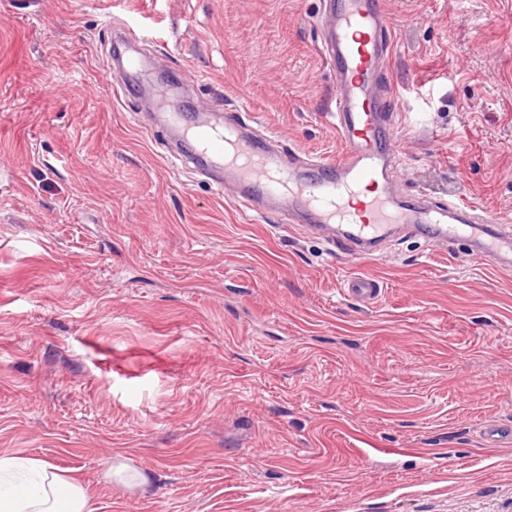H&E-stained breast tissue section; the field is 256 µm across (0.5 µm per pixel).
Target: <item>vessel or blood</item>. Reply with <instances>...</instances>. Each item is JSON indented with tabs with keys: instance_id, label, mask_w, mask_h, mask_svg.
<instances>
[{
	"instance_id": "b4317fda",
	"label": "vessel or blood",
	"mask_w": 512,
	"mask_h": 512,
	"mask_svg": "<svg viewBox=\"0 0 512 512\" xmlns=\"http://www.w3.org/2000/svg\"><path fill=\"white\" fill-rule=\"evenodd\" d=\"M390 30L382 0H325L321 43L336 83L339 158H313L299 146L284 149L275 137L248 126L241 111L225 113L218 126L188 123L174 98L148 126L165 131L170 163L193 165L210 184L232 188L251 215L273 212L282 223L305 225L350 261L374 257L379 244L406 229L431 240L465 242L490 266H512V234L497 230L512 217L480 213L458 200L435 204L394 193L400 154L387 80ZM136 69L130 58L120 70H108L117 95L129 94ZM346 290L365 302L380 292L375 280L360 275L347 279Z\"/></svg>"
}]
</instances>
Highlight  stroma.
Instances as JSON below:
<instances>
[{"mask_svg":"<svg viewBox=\"0 0 512 512\" xmlns=\"http://www.w3.org/2000/svg\"><path fill=\"white\" fill-rule=\"evenodd\" d=\"M383 8L399 190L512 215V0ZM321 10L0 0V455L71 471L90 512H512V445L479 436L512 426V269L409 236L349 262L146 127L174 66L187 119L244 108L335 158ZM119 30L146 64L126 99ZM124 43L125 41L123 39H113L114 58L117 57L118 60H121L120 72L118 73L116 70L112 69V67H109L107 71L111 83L113 79L114 92L120 97L130 93L132 79L137 69V64L133 58L128 57L126 62H123L120 45ZM346 290L357 300L365 302L375 299L380 292L379 285L375 280L360 275L350 276L346 280Z\"/></svg>","mask_w":512,"mask_h":512,"instance_id":"35a3bbf8","label":"stroma"}]
</instances>
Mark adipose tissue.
<instances>
[{
    "mask_svg": "<svg viewBox=\"0 0 512 512\" xmlns=\"http://www.w3.org/2000/svg\"><path fill=\"white\" fill-rule=\"evenodd\" d=\"M89 489L31 457L0 456V512H89Z\"/></svg>",
    "mask_w": 512,
    "mask_h": 512,
    "instance_id": "1",
    "label": "adipose tissue"
}]
</instances>
